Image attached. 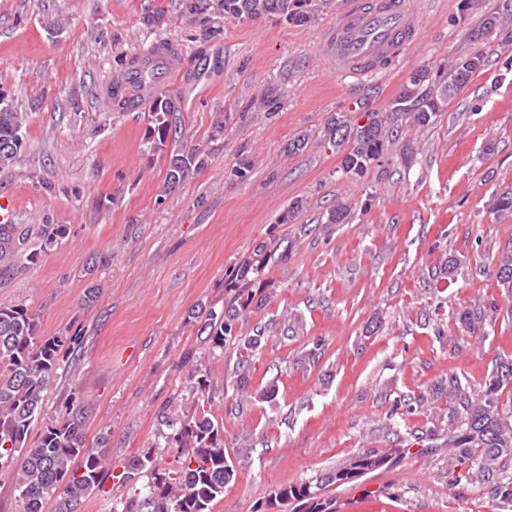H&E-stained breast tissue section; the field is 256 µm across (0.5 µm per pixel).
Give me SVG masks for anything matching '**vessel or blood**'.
<instances>
[{
	"mask_svg": "<svg viewBox=\"0 0 512 512\" xmlns=\"http://www.w3.org/2000/svg\"><path fill=\"white\" fill-rule=\"evenodd\" d=\"M419 30L414 0H365L337 20L324 48L338 71L373 78L407 53Z\"/></svg>",
	"mask_w": 512,
	"mask_h": 512,
	"instance_id": "obj_1",
	"label": "vessel or blood"
}]
</instances>
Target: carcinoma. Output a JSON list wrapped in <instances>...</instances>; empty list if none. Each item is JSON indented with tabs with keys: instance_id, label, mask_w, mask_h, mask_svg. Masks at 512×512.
<instances>
[{
	"instance_id": "cac0c4a2",
	"label": "carcinoma",
	"mask_w": 512,
	"mask_h": 512,
	"mask_svg": "<svg viewBox=\"0 0 512 512\" xmlns=\"http://www.w3.org/2000/svg\"><path fill=\"white\" fill-rule=\"evenodd\" d=\"M292 0H179L185 15L193 16L203 28L201 37L213 38L218 30L206 25L209 15L226 20L246 16L279 15L288 18ZM512 29V12L499 10L486 17L481 31L501 33ZM487 66L480 54L457 57L448 68L445 85L459 90L472 76ZM161 62L151 57L134 56L126 60L124 74L112 85V107L131 112L145 106L147 138L162 150L167 141L177 144L176 115L178 96L159 86ZM447 98L435 95L423 85L409 112L386 109L363 113L365 122L356 123L342 112L325 123L323 137L340 154L338 172L343 176H362L384 154L401 132L403 118L411 116L418 127L433 124ZM28 113L13 106L8 93L0 94V169L12 165L27 142ZM208 155L199 147L182 148L170 159L166 171L168 188L186 182L205 167ZM352 207L344 199L336 200L327 212L326 223L349 224ZM16 227L0 224V262L11 260L17 247ZM66 234L63 225L42 226L44 247L54 245ZM277 247L262 243L255 247L254 258L244 263L236 276L259 277L271 262ZM500 287L512 294V240L500 254L494 270ZM239 309L230 305L222 316L210 318L209 340L215 348L228 344L239 347L236 370L250 369V361L261 348L265 329L255 327L243 334ZM80 337L44 336L37 317L23 305L0 307V467L7 468L19 492L22 512H43L44 503L56 498L54 512H78L80 505L101 490L112 472V453L108 438L100 435L96 444L86 443L84 409L87 402L75 393L65 405L62 417L46 425L35 441L31 429L42 411L54 372L64 348L79 345ZM512 392V359H501L488 377L480 395L472 399L455 378L448 379L450 428L448 455L475 459L482 483L508 501L512 486L504 480L503 468L512 461V413L501 398ZM170 430L165 442L181 448L174 468L159 466L151 453L134 455L123 462V481L145 479L139 497L112 502L111 512H212L215 501L223 498L224 487L236 470L224 448V424L215 422L209 412L196 410L184 418L164 416ZM390 457L385 453L361 452L347 458L333 470L274 491V504L290 505L292 512H336V501L326 494L330 486L349 484L371 472L386 470Z\"/></svg>"
}]
</instances>
